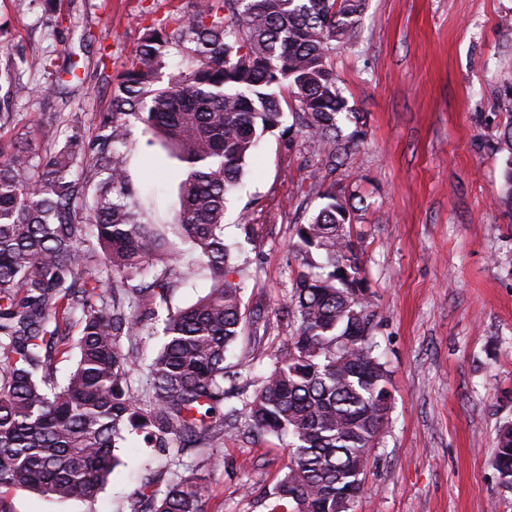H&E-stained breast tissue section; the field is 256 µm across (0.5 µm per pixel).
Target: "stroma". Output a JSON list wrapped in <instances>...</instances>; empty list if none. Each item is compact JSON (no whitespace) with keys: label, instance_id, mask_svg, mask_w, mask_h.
I'll return each instance as SVG.
<instances>
[{"label":"stroma","instance_id":"35a3bbf8","mask_svg":"<svg viewBox=\"0 0 512 512\" xmlns=\"http://www.w3.org/2000/svg\"><path fill=\"white\" fill-rule=\"evenodd\" d=\"M194 0H57L62 26L49 36L31 0H0V42L71 71L63 94L16 100L17 126L41 138L39 119L65 112L94 130L112 106V85L134 57L145 26L168 23ZM512 0H368L358 40L330 55L360 130L344 165L299 131L266 135L227 205L224 240L246 245L242 300L249 318L229 363L244 378L292 333L278 310L300 267L294 229L337 185L355 195L352 229L374 313L377 353L389 370V419L372 449L354 512H512V488L492 466L496 433L512 422V210L499 205L504 160L493 151L512 96ZM131 126L124 165L152 194L149 218L170 235L181 164ZM125 465L92 501L18 494L16 512H125L144 477L165 486L200 461L173 456L143 433L118 450ZM224 465L205 471L206 512H268L288 463L268 436L228 435Z\"/></svg>","mask_w":512,"mask_h":512}]
</instances>
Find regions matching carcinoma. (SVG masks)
Segmentation results:
<instances>
[{
  "instance_id": "cac0c4a2",
  "label": "carcinoma",
  "mask_w": 512,
  "mask_h": 512,
  "mask_svg": "<svg viewBox=\"0 0 512 512\" xmlns=\"http://www.w3.org/2000/svg\"><path fill=\"white\" fill-rule=\"evenodd\" d=\"M365 7L366 0H195L173 25L145 27L95 136L57 112L43 123L44 144L17 133L0 145V512H15L18 491L96 499L121 465L114 448L129 429L177 454L218 448L243 426L291 438L272 512H351L389 395L351 197L330 185L297 225L303 270L281 308L294 327L290 344L242 388L241 373L224 365L246 323L244 268L224 242V213L259 141L283 124L284 89L300 130L346 160L350 140L338 121L350 109L329 53L356 40ZM174 47L188 66L161 85ZM49 67L42 55L0 49V128L16 124L14 100L55 93L59 80H30ZM129 118L183 164L173 229L190 239L212 280L206 295L175 310L172 294L193 270L147 220L122 165ZM496 151L507 153L500 203L512 207V118L498 130ZM160 309L163 341L144 362L138 337ZM65 355L74 364L60 382ZM136 366L147 387L134 392ZM232 398L241 407L228 404ZM494 466L512 487V423L498 430ZM205 493L194 471L162 490L148 478L129 512H205Z\"/></svg>"
}]
</instances>
